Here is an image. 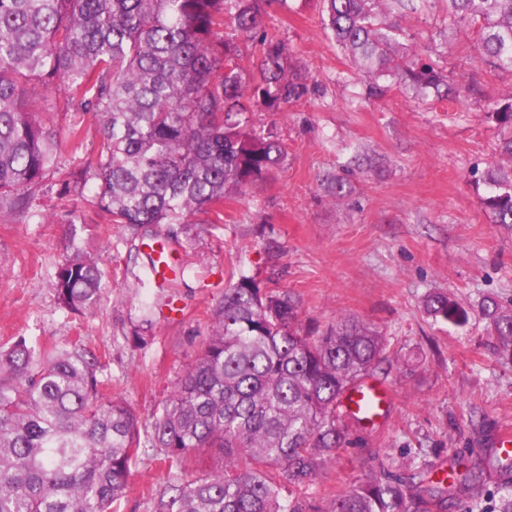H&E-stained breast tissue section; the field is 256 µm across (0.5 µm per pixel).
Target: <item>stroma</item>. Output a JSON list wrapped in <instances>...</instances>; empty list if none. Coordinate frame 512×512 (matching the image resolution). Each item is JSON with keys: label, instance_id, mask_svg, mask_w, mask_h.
Segmentation results:
<instances>
[{"label": "stroma", "instance_id": "35a3bbf8", "mask_svg": "<svg viewBox=\"0 0 512 512\" xmlns=\"http://www.w3.org/2000/svg\"><path fill=\"white\" fill-rule=\"evenodd\" d=\"M392 18L409 55L453 76L456 101L359 71L325 31L320 0L266 7L260 32L239 45L253 59L262 34L276 35L306 75L304 97L259 115L275 125L287 160L264 183L225 196L208 235L172 225L184 274L166 287L146 247L108 229L104 213L85 208L76 225L55 221L72 205L58 192L61 175L91 157L99 128L91 113L60 110L58 127H77L83 145L64 144L59 172L33 205L48 222L0 213V346L21 336L40 349L82 342L104 365L105 394L145 421L210 335L225 288L248 276L264 292H288L305 331L352 317L388 341V417L351 426L333 464L297 491L304 512H324L371 472L404 466L436 478L493 454L498 432L512 426V362L498 354L479 305L488 295L512 301V224L496 223L484 204L499 160L487 112L512 94V76L482 61L474 32L449 25L446 0ZM74 246L104 271L98 300L78 312L56 289ZM432 292L453 296L468 322L428 317L422 302ZM136 469L121 512H148L160 487L154 449H140Z\"/></svg>", "mask_w": 512, "mask_h": 512}]
</instances>
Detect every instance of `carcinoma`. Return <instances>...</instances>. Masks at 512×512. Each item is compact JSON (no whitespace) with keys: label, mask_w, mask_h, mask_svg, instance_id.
Here are the masks:
<instances>
[{"label":"carcinoma","mask_w":512,"mask_h":512,"mask_svg":"<svg viewBox=\"0 0 512 512\" xmlns=\"http://www.w3.org/2000/svg\"><path fill=\"white\" fill-rule=\"evenodd\" d=\"M426 2L321 0L325 28L366 73L451 99L449 76L395 53L404 29L382 9L416 12ZM265 4L288 0H0V213L30 210L63 140L79 138L55 129L56 106L31 94L37 82L100 119L92 157L63 180V194L78 198L61 216L69 224L86 205L133 239L165 240L162 227L263 182L287 153L254 114L308 93L273 35L263 36L258 60L242 64L238 40L259 29ZM448 20L476 31L483 62L512 75V0H448ZM488 115L505 164L488 174L486 204L496 223L512 224V95ZM101 285L98 260L78 247L58 266V299L71 311L93 303ZM424 305L436 321H468L445 293ZM480 310L512 360V304L485 299ZM387 347L376 327L345 319L306 332L292 296L243 276L224 290L211 336L146 425L102 392L93 352L77 343L36 350L20 336L0 348V512H119L147 446L166 467L151 512H303L286 489L335 460L347 435L340 397L375 377ZM206 448L224 450L222 470L197 473ZM494 465L512 473L497 457L448 484L369 473L325 512H448L457 490L478 488Z\"/></svg>","instance_id":"1"}]
</instances>
